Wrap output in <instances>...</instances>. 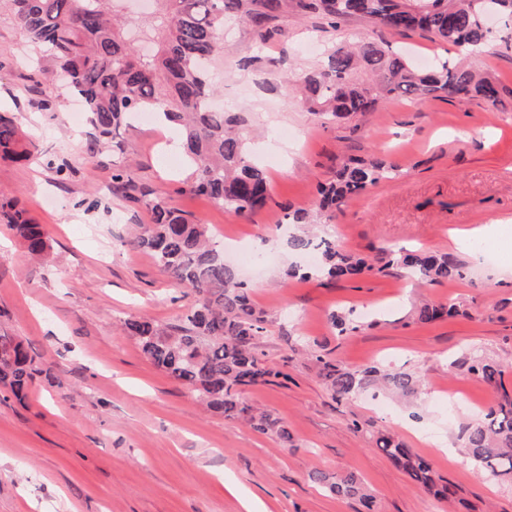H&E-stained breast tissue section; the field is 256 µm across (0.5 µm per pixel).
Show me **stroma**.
<instances>
[{"label": "stroma", "instance_id": "35a3bbf8", "mask_svg": "<svg viewBox=\"0 0 512 512\" xmlns=\"http://www.w3.org/2000/svg\"><path fill=\"white\" fill-rule=\"evenodd\" d=\"M320 25L292 14L285 37L264 42L249 26H224L216 69L224 109L240 117L249 155L269 179L266 204L240 217L180 193L192 169L171 145L174 127L134 124L121 150L90 156L92 126L73 129L68 95L42 108L45 61L0 18V114L32 152L26 161L0 159V194L18 199L51 245L45 259H31L0 224V333L21 337L41 368L24 400L0 390V512H243L244 499L255 512H362L312 483L316 469L355 472L379 512H448L377 450L381 432L453 482L467 512H512V485L483 480L457 445L463 424L501 390L512 392V277L504 273L512 267V31L497 27L476 60L503 88L499 106L391 99L336 124L285 94L286 80L319 59L329 38ZM378 37L425 67L459 55L418 31ZM372 155L400 166L401 177L347 201L321 235L370 257L395 246L445 251L465 279L422 283L394 267L339 281L282 276L294 260L277 226L283 207L312 208L344 160ZM117 167L225 242V260L267 320L265 361L283 373L243 396L288 428L292 446L210 412L124 332L129 318L177 324L193 298L132 244L137 225L151 220L136 190L97 196ZM487 224L492 234L450 245L451 233ZM424 302L461 312L424 324L416 318ZM334 312L359 320V330L338 334ZM473 350L504 365L502 388L463 367ZM318 353L350 369L418 372L421 393L410 405H383L367 392L335 400Z\"/></svg>", "mask_w": 512, "mask_h": 512}]
</instances>
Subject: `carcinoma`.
<instances>
[{
	"label": "carcinoma",
	"mask_w": 512,
	"mask_h": 512,
	"mask_svg": "<svg viewBox=\"0 0 512 512\" xmlns=\"http://www.w3.org/2000/svg\"><path fill=\"white\" fill-rule=\"evenodd\" d=\"M0 1L7 4V20L51 59L52 78L42 106L50 107L59 89L84 100L97 132L89 152L117 139L134 113L151 111L182 131V147L195 174L181 191L205 197L238 216L265 203L268 179L248 157L240 119L212 107L209 66L222 50L226 15H239L262 40L281 32L278 22L290 11L313 14L335 31L343 21L365 22L368 32L355 43L333 40L316 68L289 83L291 93L303 92L310 112L333 122L371 112L390 97L444 96L459 102L497 104L502 88L481 74L474 62L448 60L419 70L372 34L419 30L475 57L492 41L485 14L493 11L512 20V0H154L152 19L159 36L154 52L144 56L121 23L120 0ZM29 155L12 119L0 114V157L24 160ZM399 176L398 167L386 160L349 158L336 180L318 186L319 216L330 222L347 200ZM120 190L139 192L152 214L151 223L142 226L133 244L149 252L156 265L194 298L181 324L172 330L130 318L124 321L126 335L136 340L156 368L185 386L211 411L273 435L285 447L292 444V435L279 419L242 398L245 388L269 384L281 372L262 360L264 317L237 268L224 262V249L213 240L208 225L155 192L137 187L123 169L113 172L106 188L108 193ZM0 219L22 239L30 256L41 257L50 251L40 226L18 206L17 199L0 197ZM288 248L297 254L315 250L319 260L313 267H289V277H365L390 267L432 284L465 277L462 264L440 252L401 247L370 259L332 240L304 233L288 236ZM451 313L442 306L424 304L418 309V319L431 323ZM316 360L324 383L338 401L369 388L410 401L421 386L416 373L375 366L350 370L320 355ZM466 363L468 372L486 384H501L503 370L497 362L472 353ZM36 372V357L24 343L0 334V386L21 400ZM460 440L481 478L512 482V395L503 391L483 417L461 428ZM376 446L413 483L444 501H456L458 488L443 480L429 460L389 435H379ZM309 478L339 496L358 500L368 510L373 507L371 495L351 471L314 470Z\"/></svg>",
	"instance_id": "cac0c4a2"
}]
</instances>
